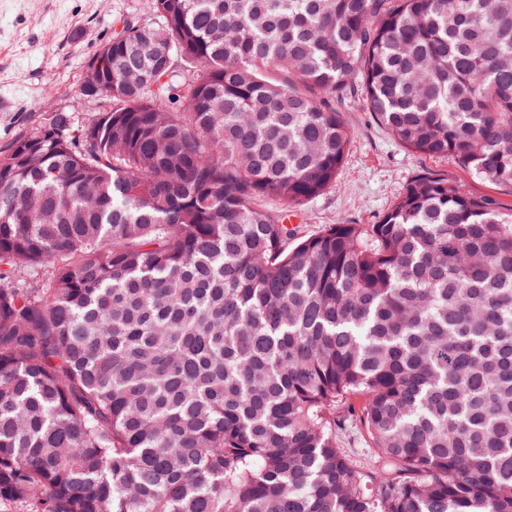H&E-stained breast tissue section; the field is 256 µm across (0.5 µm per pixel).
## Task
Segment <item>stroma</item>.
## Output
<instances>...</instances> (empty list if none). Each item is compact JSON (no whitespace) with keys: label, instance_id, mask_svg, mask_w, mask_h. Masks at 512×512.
<instances>
[{"label":"stroma","instance_id":"stroma-1","mask_svg":"<svg viewBox=\"0 0 512 512\" xmlns=\"http://www.w3.org/2000/svg\"><path fill=\"white\" fill-rule=\"evenodd\" d=\"M142 11V0H0V152L56 112L92 121L98 105L81 93L87 63L111 39L117 19ZM342 113L352 140L335 183L292 217L303 233L339 222L377 223L425 171L512 209V192L473 179L451 160L421 158L395 143L362 100L346 102Z\"/></svg>","mask_w":512,"mask_h":512}]
</instances>
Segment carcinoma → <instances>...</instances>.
I'll use <instances>...</instances> for the list:
<instances>
[{
  "label": "carcinoma",
  "instance_id": "carcinoma-1",
  "mask_svg": "<svg viewBox=\"0 0 512 512\" xmlns=\"http://www.w3.org/2000/svg\"><path fill=\"white\" fill-rule=\"evenodd\" d=\"M145 2L89 61L96 118L0 156V500L512 512V213L423 175L376 224L286 222L354 89L512 190V0ZM340 448L351 459L353 465L362 472L374 471L378 465L374 448L360 426L354 425L345 431H336Z\"/></svg>",
  "mask_w": 512,
  "mask_h": 512
}]
</instances>
